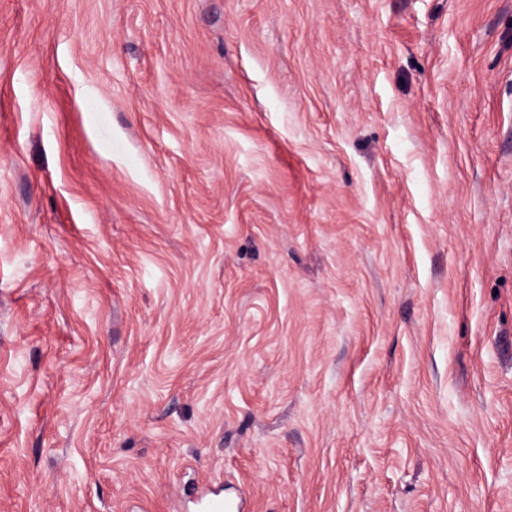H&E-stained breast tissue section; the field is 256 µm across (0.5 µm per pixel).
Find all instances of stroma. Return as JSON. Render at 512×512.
I'll return each mask as SVG.
<instances>
[{"label": "stroma", "instance_id": "stroma-1", "mask_svg": "<svg viewBox=\"0 0 512 512\" xmlns=\"http://www.w3.org/2000/svg\"><path fill=\"white\" fill-rule=\"evenodd\" d=\"M512 512V0H0V512Z\"/></svg>", "mask_w": 512, "mask_h": 512}]
</instances>
